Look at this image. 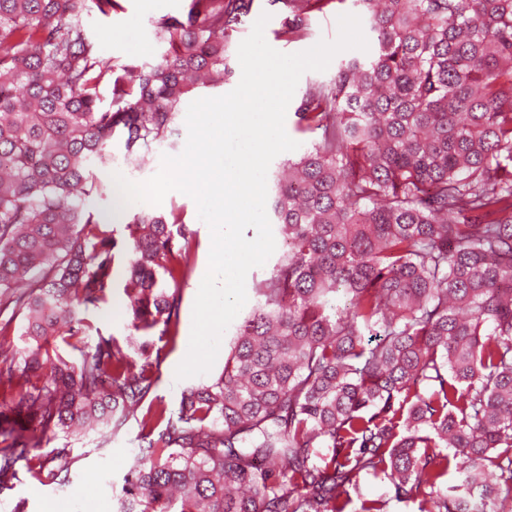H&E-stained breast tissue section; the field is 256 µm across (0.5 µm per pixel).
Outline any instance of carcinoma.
<instances>
[{"mask_svg": "<svg viewBox=\"0 0 512 512\" xmlns=\"http://www.w3.org/2000/svg\"><path fill=\"white\" fill-rule=\"evenodd\" d=\"M88 0H0V491L39 432L140 427L119 512H507L512 506V0H354L372 51L343 58L295 111L313 137L275 176L284 253L218 376L154 396L151 356L177 317L193 232L72 190L115 132L143 162L183 98L231 76L254 0H190L167 50L130 78L87 35ZM284 34L328 0H289ZM111 106H98L102 85ZM124 295L137 335L87 345ZM21 319L14 347L12 323ZM80 352L72 364L60 345ZM23 368H18L16 361ZM71 449L37 479L68 481ZM367 477L387 483L368 498Z\"/></svg>", "mask_w": 512, "mask_h": 512, "instance_id": "1", "label": "carcinoma"}]
</instances>
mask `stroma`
<instances>
[{
    "label": "stroma",
    "instance_id": "stroma-1",
    "mask_svg": "<svg viewBox=\"0 0 512 512\" xmlns=\"http://www.w3.org/2000/svg\"><path fill=\"white\" fill-rule=\"evenodd\" d=\"M188 4L189 0H120L119 8L106 15L97 8H89L83 14L82 23L89 36L98 43L104 57L119 64L141 65L157 61L164 51L155 36L157 22L170 15L185 13ZM255 5L257 13L270 16L265 27L266 41L283 53L307 50L323 39L334 40L338 34V16L358 12L352 0H330L322 10L306 14L310 38L288 40L281 35L282 24L288 14L287 6L281 4L280 0H255ZM185 117V112H178L173 134L156 145L152 154L139 165L126 162L122 137L113 135L106 148L112 162L96 167L97 182H111L112 174L116 171L134 182H143L152 177L161 166L162 155L176 156L183 151L187 139ZM158 210L165 214L173 210L179 212L184 223L193 231L197 244L191 272L180 286L176 336L162 348L154 368L158 378L157 398L175 406L186 387L200 382L196 376L176 379L175 370L188 351L196 284L208 264L211 233L207 224L199 219L195 202L182 193L167 194ZM139 434L140 429L133 421L117 433L108 427L68 435L54 429L48 430L42 446L30 449L28 461L19 462L18 478L12 489L0 492V512H12L15 503L21 499L26 502L27 512H44L48 503L72 500L79 490L95 498L102 505L103 512H118L117 496L125 474L136 462ZM64 446L71 448L74 456L70 482L63 486L39 483L28 471L29 460L49 459L54 449Z\"/></svg>",
    "mask_w": 512,
    "mask_h": 512
}]
</instances>
